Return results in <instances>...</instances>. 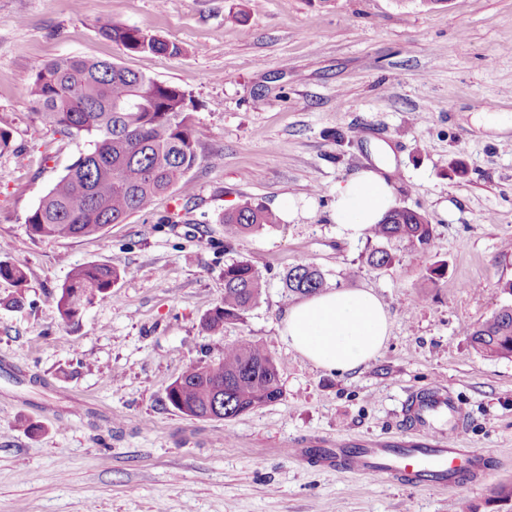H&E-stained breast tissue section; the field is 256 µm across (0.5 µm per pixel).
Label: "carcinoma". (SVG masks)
Returning a JSON list of instances; mask_svg holds the SVG:
<instances>
[{"label": "carcinoma", "mask_w": 512, "mask_h": 512, "mask_svg": "<svg viewBox=\"0 0 512 512\" xmlns=\"http://www.w3.org/2000/svg\"><path fill=\"white\" fill-rule=\"evenodd\" d=\"M99 32L130 53L177 55L181 48L133 26L105 22ZM30 90L41 125L67 137L83 136L89 150L81 154L27 216L34 237H86L131 215L146 213L155 199L179 187L187 192L186 174L199 162V130L192 101L182 89L166 85L115 62L63 56L34 65ZM223 222L238 233H258L279 223L277 214L261 204L245 203L224 214ZM372 234L381 239L429 243L432 224L420 212L393 207ZM391 254L374 248L366 263L382 268ZM128 274L104 263H85L69 273L53 296L65 321L82 315L78 302L91 306L109 297L112 285ZM0 279L20 285L26 272L0 260ZM292 294L309 295L326 287L324 274L300 263L284 276ZM265 281L247 259L224 264V300L202 320L217 335L224 324L238 321L260 301ZM475 350L487 357L512 359V303L505 304L471 332ZM224 393V419L276 402L281 397L275 358L261 345L241 340L224 350L215 364L195 363L173 381L169 404L180 413L202 418L218 393Z\"/></svg>", "instance_id": "carcinoma-1"}]
</instances>
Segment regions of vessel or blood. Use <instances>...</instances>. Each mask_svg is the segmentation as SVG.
Segmentation results:
<instances>
[{
	"label": "vessel or blood",
	"instance_id": "vessel-or-blood-1",
	"mask_svg": "<svg viewBox=\"0 0 512 512\" xmlns=\"http://www.w3.org/2000/svg\"><path fill=\"white\" fill-rule=\"evenodd\" d=\"M401 414L416 441L399 443L382 441L368 447L337 442L332 448H299L295 455L314 465L363 476L385 475L423 486L456 489L467 480L477 478L486 467L485 458L474 450L441 446L438 438L447 429L464 427L465 417L451 392L436 386L407 394Z\"/></svg>",
	"mask_w": 512,
	"mask_h": 512
}]
</instances>
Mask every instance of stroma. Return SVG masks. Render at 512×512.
<instances>
[{
	"label": "stroma",
	"instance_id": "1",
	"mask_svg": "<svg viewBox=\"0 0 512 512\" xmlns=\"http://www.w3.org/2000/svg\"><path fill=\"white\" fill-rule=\"evenodd\" d=\"M104 21L182 52H125L100 35ZM458 41L464 52H449ZM69 55L184 90L202 161L190 192L170 190L150 213L38 238L27 216L87 144L47 131L29 88L35 61ZM0 122L12 134L0 243L27 273L20 287L0 279V512H498L494 491L512 483V359L481 356L470 333L512 302V0H0ZM385 146L394 203L428 217V245L353 239L329 220L337 183ZM290 196L304 207L276 228L235 235L221 222ZM378 246L393 257L382 269L364 262ZM242 258L265 291L206 334L224 264ZM89 262L124 275L64 321L52 297ZM299 263L328 289L368 288L384 303L390 336L360 371H325L282 340L297 300L282 276ZM18 294L23 306H10ZM245 338L276 359L279 401L231 420L168 404L189 364ZM436 384L468 416L450 444L488 460L475 485L336 474L289 453L404 439L400 401Z\"/></svg>",
	"mask_w": 512,
	"mask_h": 512
}]
</instances>
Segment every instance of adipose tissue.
Returning <instances> with one entry per match:
<instances>
[{
	"label": "adipose tissue",
	"instance_id": "ef3b65f1",
	"mask_svg": "<svg viewBox=\"0 0 512 512\" xmlns=\"http://www.w3.org/2000/svg\"><path fill=\"white\" fill-rule=\"evenodd\" d=\"M384 162L360 170L339 184L331 205L332 223L363 236L394 204V187ZM389 315L371 290L339 289L310 295L289 306L280 335L317 367L340 374L363 368L384 347Z\"/></svg>",
	"mask_w": 512,
	"mask_h": 512
}]
</instances>
